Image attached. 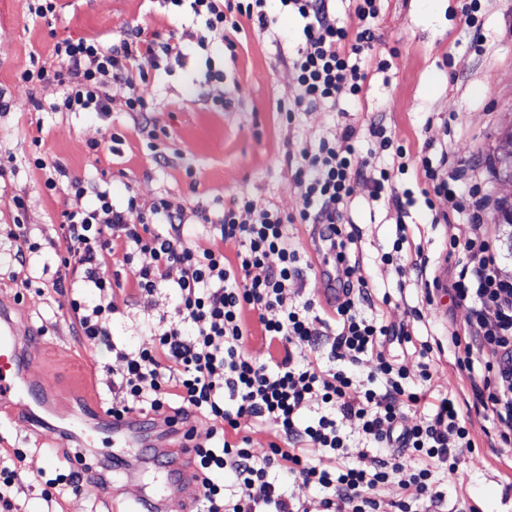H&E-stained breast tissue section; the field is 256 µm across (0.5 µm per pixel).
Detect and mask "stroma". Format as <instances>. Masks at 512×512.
<instances>
[{
	"label": "stroma",
	"instance_id": "35a3bbf8",
	"mask_svg": "<svg viewBox=\"0 0 512 512\" xmlns=\"http://www.w3.org/2000/svg\"><path fill=\"white\" fill-rule=\"evenodd\" d=\"M66 7L50 22H32L30 0H0V89L12 99L10 111L0 112V168L6 172V189L0 190V305L6 306L19 332L29 337L25 349L32 371L47 388L49 408L41 420H30L22 409L0 412V448L21 449L25 478L16 499L23 512H191L198 497L192 480L191 454L181 435L160 424L142 422V438L133 443L112 436L105 408L112 394L105 368L119 369L112 355L116 344L136 349L149 344L146 323L171 318L170 296L157 292L133 295L116 292L112 302L109 340L85 342L71 326V314H59L58 294L44 287L42 294L27 292L16 300L12 279L13 197L27 195V224L34 240L43 245L39 260L55 264L48 248L56 239V224L67 197L42 192V171L23 167L31 139L43 135L49 159L66 166L70 176L92 183L100 170L111 174L114 202L135 190L144 203L166 196L183 207L189 231L201 232L198 209L216 215L233 196L244 193L260 204L297 215L302 207L304 183L297 177L294 153L302 144L341 134L345 125L357 131L358 149L370 170L393 165L395 149L410 159L447 154L450 167L464 172L467 184L478 185L489 197L482 214L493 237H500L498 202L507 190L495 176L496 147L504 130L512 128V0H481L478 24L465 23L466 0H382L376 22L374 60L391 64L388 77L373 74L360 102L339 97L335 107L296 113L292 121L280 115L292 99L291 60L301 42V19L280 10L278 0H267L281 36L272 44L266 33L243 22L234 34V49L216 40L207 51L197 43L204 32L199 18L184 11L168 14L159 0H64ZM146 32L171 30L184 53L182 64L150 76L142 88L162 104L155 113L161 133L157 144L167 157L156 166L146 144L149 136L136 113L125 111L129 89L113 84L112 113L53 112L59 88L53 83L19 86L18 71L29 63L31 51L49 55L55 38L98 35L116 39L128 28ZM482 39V53L471 43ZM224 71V108L215 110L211 86L205 78L207 64ZM385 127L392 143L389 151L374 152L372 124ZM121 135L115 152L92 157L87 141L110 133ZM348 216L360 230L355 250L359 263L353 281L365 282L374 301L390 296L383 305L386 322L407 324L411 342L392 344L390 351L406 365L411 384L432 395L457 397L463 416L472 423L476 442L460 454L455 473H442L447 490L444 512H512V449L489 447L487 436L501 424L487 418L475 400L466 373L454 365L452 353H441L428 380L419 377L422 342H447L448 332L463 328L469 318L466 306L452 305L448 288L459 256L452 253L445 225L432 221L424 202H416L404 221L386 201L374 200L367 180L353 184ZM405 227L411 244L421 246L430 258L429 274L440 288L431 304L421 301L413 281H402L394 264L381 262L391 250L398 227ZM420 316H413L412 307ZM101 423L100 437L110 439L109 450L80 448L69 438L78 421ZM91 468L81 491L59 502L44 500L45 479L67 471L77 454Z\"/></svg>",
	"mask_w": 512,
	"mask_h": 512
}]
</instances>
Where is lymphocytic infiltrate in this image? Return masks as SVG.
<instances>
[{"mask_svg": "<svg viewBox=\"0 0 512 512\" xmlns=\"http://www.w3.org/2000/svg\"><path fill=\"white\" fill-rule=\"evenodd\" d=\"M165 2L172 11L190 3L209 34L230 49L235 46L230 36L241 31L243 21L263 32L273 30L265 0ZM279 2L282 10L304 21L302 43L291 61L292 111L332 106L342 95L359 100L371 73L389 70L384 59L376 68L368 66L377 39L378 0H354L362 22L356 30L336 22L328 0ZM182 56L161 33L148 39L138 28L112 41L64 37L54 42L49 60L31 53L16 81L22 86L56 82L61 94L52 111L105 116L111 110L112 84L131 87L134 78H147L163 61ZM31 144L25 165L43 171L47 192L71 200L61 213L59 238L65 252L51 286L64 297L78 335L91 343L107 335L115 290H163L174 300V319L150 326L151 346L130 352L116 348L123 367L112 375L113 397L106 412L113 417L146 413L168 427L183 426L200 486L196 512H308L301 491L313 485L326 491L321 512H380L378 492L390 484L401 490L395 512L441 502V492L433 488L434 467L455 472L458 453L475 442L453 397H430L408 387L406 367L388 350L390 343L410 341L407 326L362 312L371 296L365 284L351 279L350 249L358 230L348 208L351 183L362 175L365 162L357 153L353 126H345L339 141L300 149L298 170L307 186L297 216L259 207L255 199L240 195L223 207L204 241L185 233L182 207L162 197L145 205L133 192L114 203L107 179L90 184L69 176L63 164L48 159L42 137H33ZM419 162L444 202L435 223H448L454 212L467 216L465 227L449 236L461 256L450 291L456 304L470 309L478 336L451 332L455 365L479 371L473 390L483 410L512 424V280L502 275L481 222L487 198L478 187L462 183L460 174L449 169L447 156L435 163L423 156ZM89 195L95 198L90 207L83 203ZM295 220L323 227L322 239L334 259L333 319L321 317L322 306L307 289L309 260L288 233ZM224 241L237 242L234 257L221 250ZM273 255L279 260L274 267L268 263ZM247 310L265 339L282 346L280 359L259 361L246 351ZM296 342L328 348L332 367L299 363L291 350ZM365 360L372 367L361 380L352 367ZM378 379L383 382L379 391L372 387ZM312 404L320 405L321 415L300 425L302 409ZM409 409L420 419L404 429L400 423ZM199 416L211 422L201 442L189 427ZM270 418L278 428L264 449H257L250 436L239 435L241 420L259 426ZM352 419L376 442L375 455L356 452L341 434L340 423ZM310 447L329 449V464H313L305 454ZM276 470L291 474L298 491L275 482L271 474ZM228 473L253 489V496L228 497Z\"/></svg>", "mask_w": 512, "mask_h": 512, "instance_id": "1", "label": "lymphocytic infiltrate"}]
</instances>
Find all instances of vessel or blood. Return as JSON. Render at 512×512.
I'll list each match as a JSON object with an SVG mask.
<instances>
[{
	"label": "vessel or blood",
	"mask_w": 512,
	"mask_h": 512,
	"mask_svg": "<svg viewBox=\"0 0 512 512\" xmlns=\"http://www.w3.org/2000/svg\"><path fill=\"white\" fill-rule=\"evenodd\" d=\"M23 339L8 312H0V409L23 402L42 404L44 384L37 380L23 353Z\"/></svg>",
	"instance_id": "vessel-or-blood-1"
}]
</instances>
